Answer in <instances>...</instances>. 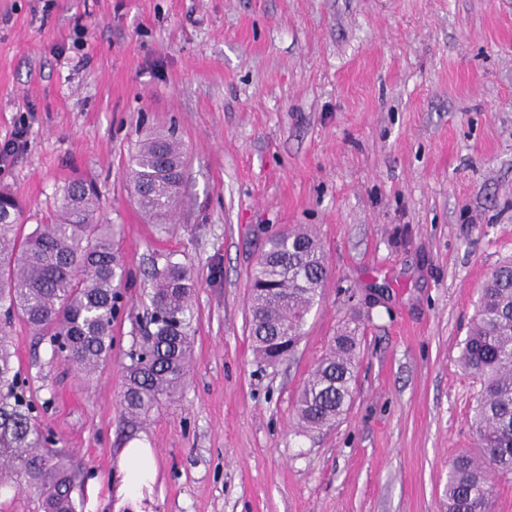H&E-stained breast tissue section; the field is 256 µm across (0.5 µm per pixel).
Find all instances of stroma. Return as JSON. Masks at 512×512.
Returning a JSON list of instances; mask_svg holds the SVG:
<instances>
[{
  "label": "stroma",
  "instance_id": "stroma-1",
  "mask_svg": "<svg viewBox=\"0 0 512 512\" xmlns=\"http://www.w3.org/2000/svg\"><path fill=\"white\" fill-rule=\"evenodd\" d=\"M0 168L27 227L94 180L129 274L93 379L22 323L16 363L83 473V512H446L481 386L459 350L481 284L512 258V0H0ZM186 153L155 223L128 158L151 130ZM310 230L328 277L288 360L257 363L249 285L268 238ZM197 287L184 387L142 425L120 363L149 331L155 269ZM359 336L342 416L298 425L304 382ZM152 448L136 502L113 478ZM27 129L24 126L18 127L12 134L11 139L0 146V167L14 161L26 144Z\"/></svg>",
  "mask_w": 512,
  "mask_h": 512
}]
</instances>
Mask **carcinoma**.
<instances>
[{"mask_svg":"<svg viewBox=\"0 0 512 512\" xmlns=\"http://www.w3.org/2000/svg\"><path fill=\"white\" fill-rule=\"evenodd\" d=\"M184 157L170 133L148 137L129 159L134 198L158 223L173 216ZM93 184L74 180L47 224L24 231L21 205L0 190V495L24 492L37 512H77L81 472L61 450L46 447L37 407L16 368L8 328L15 318L48 341L51 353L91 376L112 357L124 268L112 225L98 217ZM251 278L250 335L268 364L294 352L326 277L322 246L308 231L268 241ZM194 281L171 260L154 274L146 342L124 354V415H148L186 381L191 362ZM356 336L334 338L308 377L297 404L300 425L316 431L342 415L356 381ZM459 362L481 383L472 416L477 452L458 454L448 475V512H490L494 478L512 474V262L485 280Z\"/></svg>","mask_w":512,"mask_h":512,"instance_id":"1","label":"carcinoma"}]
</instances>
